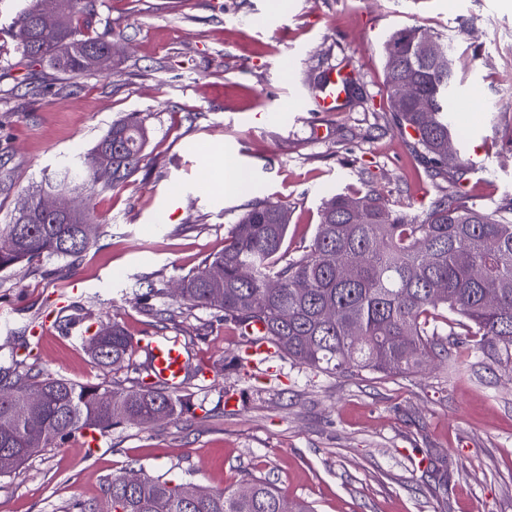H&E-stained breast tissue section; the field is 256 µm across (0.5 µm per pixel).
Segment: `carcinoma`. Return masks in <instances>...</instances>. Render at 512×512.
Returning <instances> with one entry per match:
<instances>
[{"label": "carcinoma", "instance_id": "cac0c4a2", "mask_svg": "<svg viewBox=\"0 0 512 512\" xmlns=\"http://www.w3.org/2000/svg\"><path fill=\"white\" fill-rule=\"evenodd\" d=\"M42 0H26L15 27L28 66L47 65L72 79L95 71L92 55L112 45V33L90 35L80 19L94 15L95 0H59L64 23L38 24ZM437 45L431 58L422 46ZM384 86L395 125L412 138L413 150L431 165L430 176H446L461 185L476 170L452 119L453 99L461 84V63L448 37L416 28L393 32L383 44ZM409 85L414 99L401 105L398 92ZM149 132L145 118L134 115L112 123L90 153L77 163L62 164L44 176L30 197L32 210L44 197L91 191L98 183L97 161L111 159L120 174L104 186L124 185L140 168ZM458 145L448 155V142ZM363 211L351 221V208ZM87 208L74 216H46L21 224L12 214L0 228V269L41 258H73L90 244L78 241L80 225L94 224ZM288 207L264 202L246 209L232 225L224 250L180 281L187 308L222 314L249 342L245 356L285 354L300 365L329 374L369 372L385 378L414 372L436 357L453 361L459 335L472 348L512 370V199L492 208L468 206L455 194L445 195L408 218L381 201L370 189L338 193L324 201L315 235L303 252L291 257L285 248ZM224 266V300L212 299L210 267ZM275 280L280 287H267ZM163 288L141 295L144 308L164 323L175 317ZM83 347L103 367L132 366V337L119 322L112 335L88 336ZM28 383L47 391L44 404L0 431V452L9 451L23 465L35 453L27 435L43 437L39 452L88 430L102 438L129 423L151 427L156 415L180 417L195 409L188 394L160 382L84 384L45 372L36 364L14 359L0 366V422L11 418L16 400L12 388ZM190 481L167 474L139 473L104 481L106 509L75 500L67 512H314L313 506L283 495L266 476H251L252 493L207 491L189 499Z\"/></svg>", "mask_w": 512, "mask_h": 512}]
</instances>
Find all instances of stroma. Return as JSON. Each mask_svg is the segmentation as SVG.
I'll use <instances>...</instances> for the list:
<instances>
[{
  "instance_id": "35a3bbf8",
  "label": "stroma",
  "mask_w": 512,
  "mask_h": 512,
  "mask_svg": "<svg viewBox=\"0 0 512 512\" xmlns=\"http://www.w3.org/2000/svg\"><path fill=\"white\" fill-rule=\"evenodd\" d=\"M20 5L0 0V225L113 120L141 113L150 141L123 186L68 195L98 217L87 253L0 270V360L24 342L51 372L131 385L134 370L97 365L81 346L116 319L136 340L178 338L205 379L196 413L124 424L93 447L79 436L0 477V512L100 502L105 479L135 463L191 472L212 491L265 475L315 512H512V372L469 345L450 368L325 375L285 357L238 362L246 340L212 310L163 324L139 301L222 251L252 204L288 206L296 256L333 194L373 189L413 216L451 191L387 107L382 45L404 27L452 38L463 63L455 122L485 163L465 202L512 197V0H96L112 65L75 81L26 66L11 29ZM331 71L350 86L321 112L314 95ZM231 173L234 195L219 188ZM64 315L77 319L66 336L53 326Z\"/></svg>"
}]
</instances>
